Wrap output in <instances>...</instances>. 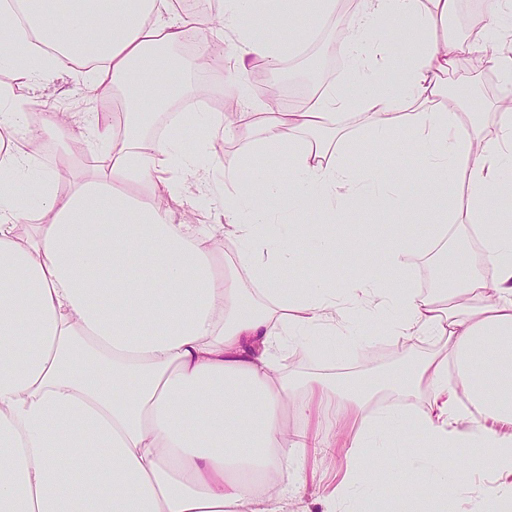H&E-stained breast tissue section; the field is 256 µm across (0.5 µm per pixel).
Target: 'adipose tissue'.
<instances>
[{
  "label": "adipose tissue",
  "mask_w": 512,
  "mask_h": 512,
  "mask_svg": "<svg viewBox=\"0 0 512 512\" xmlns=\"http://www.w3.org/2000/svg\"><path fill=\"white\" fill-rule=\"evenodd\" d=\"M487 4L495 25L484 41L503 103L495 138L447 102L445 79L466 49L433 27L455 0H360L349 55L360 58L364 33L383 17L407 22L417 56L402 64L378 50L368 67L379 82L288 112L253 100L248 64L278 66L336 0H221L218 24L236 37L224 81L237 89L238 121L188 114V142L139 127L170 111L151 77L182 79L186 65L169 51L197 18L174 14L171 0H0V69L14 81L81 67L94 90L124 102L118 125L97 112L76 131L51 112L28 123L27 102L0 86V512H286L308 459L339 445L334 507L376 497L409 472L423 477L409 496L439 507L485 466L496 512H512V225L498 203L512 170V56L499 50L505 0ZM350 116L373 144L412 134L417 153L395 183L328 160ZM252 129L250 150L224 156L234 189L223 225L174 223L164 201L179 197L183 175L207 170L216 142ZM21 132L64 146L110 142L106 168L59 185L36 174L16 144ZM273 157L286 170L271 167ZM313 206L327 213L307 229L299 216ZM365 206L419 207L440 224L474 225L480 257L461 249L442 271L452 305L408 285L414 239H383L387 280L360 265V228L337 240V213ZM26 223L33 231L19 238ZM219 233L236 243L233 256L213 248ZM303 251L326 268L349 254L348 288L285 280L281 268ZM383 313L390 336H431L443 350L356 384L283 376L287 340L320 337L317 352L331 360L352 318ZM385 390L428 401L376 403ZM331 403L339 442L315 429L290 437L289 415L310 422ZM405 429L420 444L395 465ZM472 448L491 454L474 460ZM452 451L466 465L449 468Z\"/></svg>",
  "instance_id": "ef3b65f1"
}]
</instances>
